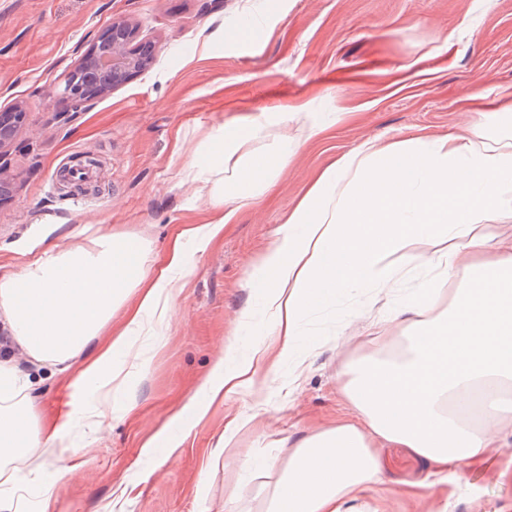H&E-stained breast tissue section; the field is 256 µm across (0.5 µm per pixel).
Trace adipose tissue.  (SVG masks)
Instances as JSON below:
<instances>
[{"mask_svg": "<svg viewBox=\"0 0 512 512\" xmlns=\"http://www.w3.org/2000/svg\"><path fill=\"white\" fill-rule=\"evenodd\" d=\"M254 131L227 126L210 139L187 177L224 179L211 204L213 224L184 227L162 260L127 232L101 234L96 248L47 251L20 273L0 278V316L38 364L69 378L68 408L48 426L31 405V382L12 357H0V447L49 448L76 421L102 424L128 372L142 332L163 330L203 251L228 224L230 205L270 189L287 150L257 153ZM512 216V144L475 127L427 142L368 141L326 168L289 213L257 280L274 310L271 344L246 362L219 357L203 383L206 403L252 384L257 366L294 359L311 305L352 284H385L398 258L433 267L436 286L390 307L379 325L385 353L347 361L337 374L342 413L292 441L264 467L273 483L265 512H354L382 484L376 449L407 448L435 474L487 455L512 439V241L483 255L480 217ZM442 237L447 249L422 247Z\"/></svg>", "mask_w": 512, "mask_h": 512, "instance_id": "obj_1", "label": "adipose tissue"}]
</instances>
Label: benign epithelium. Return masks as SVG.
Returning <instances> with one entry per match:
<instances>
[{"label":"benign epithelium","instance_id":"benign-epithelium-1","mask_svg":"<svg viewBox=\"0 0 512 512\" xmlns=\"http://www.w3.org/2000/svg\"><path fill=\"white\" fill-rule=\"evenodd\" d=\"M153 60L151 46L137 41L136 30L125 19H115L95 36L78 59L75 70L82 71L92 86L85 89L67 74L63 83L52 93V99L68 104L58 113L64 119L70 112L99 97L105 96L146 70ZM23 111L0 113V159L17 138Z\"/></svg>","mask_w":512,"mask_h":512}]
</instances>
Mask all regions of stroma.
Returning <instances> with one entry per match:
<instances>
[{
	"instance_id": "1",
	"label": "stroma",
	"mask_w": 512,
	"mask_h": 512,
	"mask_svg": "<svg viewBox=\"0 0 512 512\" xmlns=\"http://www.w3.org/2000/svg\"><path fill=\"white\" fill-rule=\"evenodd\" d=\"M266 14L256 49L238 48L236 23ZM121 17L152 41L151 68L93 100L68 120L55 116L51 92L75 65L78 46ZM512 0H0V111L24 119L7 154L14 190L0 203V277L20 272L51 247L91 246L99 234L128 231L164 253L189 224L211 223L209 192L186 182L184 162L206 152L218 128L290 115V157L276 186L238 210L222 236L193 255L161 339H137L144 372L131 373L111 404L108 426L74 429L71 445H91L83 466L60 481L56 448L0 452V466L38 470L29 490L54 492V512H226L236 494L243 512H260L266 480L242 467L289 437L338 415L337 370L372 352L364 327L384 314L390 294L431 281L425 266H405L391 293L352 288L312 306L299 348L314 362L302 382L285 360L262 368L253 385L212 405L188 433L142 445L167 426L225 347L235 361L269 339L273 311L247 280L317 176L364 142L422 140L480 126L512 143ZM329 127L302 142L300 128ZM80 198L76 210L64 201ZM30 397L42 419L63 410L67 379L34 368ZM138 406L124 415L126 397ZM252 417L220 457L212 451L227 419ZM393 481L417 483L424 460L405 448L379 451ZM444 492L417 499L389 494L384 512H512V444L449 472Z\"/></svg>"
}]
</instances>
